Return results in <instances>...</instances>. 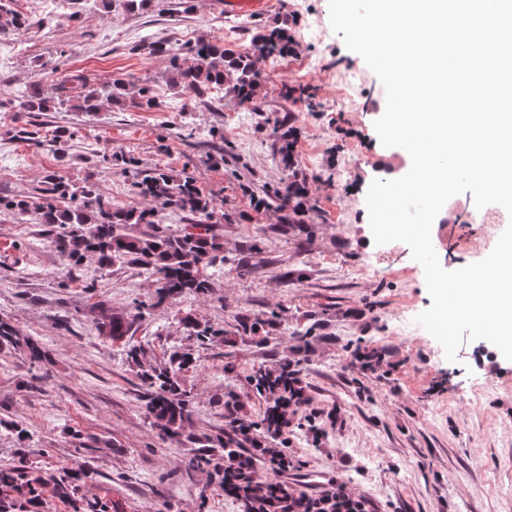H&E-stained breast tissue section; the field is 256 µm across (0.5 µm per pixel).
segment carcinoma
<instances>
[{"label": "carcinoma", "instance_id": "obj_1", "mask_svg": "<svg viewBox=\"0 0 512 512\" xmlns=\"http://www.w3.org/2000/svg\"><path fill=\"white\" fill-rule=\"evenodd\" d=\"M12 2L0 0V33L27 28V19L11 8ZM297 47L292 27L285 21L259 28L251 49L245 52L201 38L169 52L172 84L180 92L197 98L214 93L219 98L232 97L256 110L263 87L260 62L268 57L291 56ZM133 84L134 81L124 78L92 83L81 75H63L49 95L41 85H33L19 100L17 111L47 112L57 104L67 103L81 112H99L106 103H129L148 110L161 106L146 86L129 95ZM14 138L35 149L52 146L62 160L71 133L60 128L49 139L37 129L21 128L15 131ZM279 140V161L288 172V180L257 199L256 206H273L285 212L288 224H308L312 217L306 207L307 185L295 176L294 127L280 133ZM126 165L133 170L131 192L148 201L144 207L115 205L90 176L76 188L49 172L36 192L0 197V215L34 217L36 223L47 227L55 248L71 268L79 267L88 256L96 257L105 269L117 260L141 267L155 283V306L187 292L210 293L213 285L207 267L214 253L223 250V244L208 230L216 212L214 198L203 194L192 176L176 175L161 166L142 168L132 158ZM168 209L188 213L194 222L188 229L173 234L163 224V214ZM142 224L148 230L136 231ZM144 309L145 304L140 303L127 315L101 323L98 330L114 341L121 340ZM184 325L193 330L202 345L224 334V330L208 324L202 327L190 317L184 319ZM264 326L273 327L274 318L244 317L239 323L245 334H255ZM18 349L27 354L33 365L47 359V351L38 341L20 338L13 325L0 319V351ZM127 361L138 368L142 382L140 400L159 435L193 448L187 466L211 468L218 488L238 503L239 512H359L344 485L312 498L288 494L285 484L275 477L277 471L294 466L283 445L298 408L306 402L300 372L290 363L276 369L253 370L247 376L248 392L231 398L224 413V428L213 435L198 434L189 428L191 399L190 391L183 385V374L194 362L191 350H175L163 362H150L143 360L141 346L131 345ZM253 395L265 401L264 411L255 421L247 411ZM18 453L19 464L0 465V512H46L48 489L68 505L70 512H112V502L106 497L88 498L83 493L82 482L95 473L88 464L83 463L76 470L48 471L33 459L34 450L23 445ZM261 463L272 466V475L259 474Z\"/></svg>", "mask_w": 512, "mask_h": 512}]
</instances>
